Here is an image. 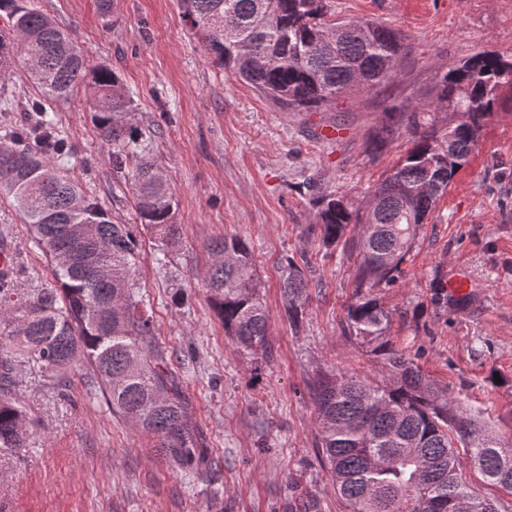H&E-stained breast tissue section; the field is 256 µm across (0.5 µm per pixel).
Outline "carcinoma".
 Returning a JSON list of instances; mask_svg holds the SVG:
<instances>
[{"instance_id": "1", "label": "carcinoma", "mask_w": 512, "mask_h": 512, "mask_svg": "<svg viewBox=\"0 0 512 512\" xmlns=\"http://www.w3.org/2000/svg\"><path fill=\"white\" fill-rule=\"evenodd\" d=\"M212 62L288 112H318L339 98L389 83L408 46L397 29L360 18H338L330 0H179ZM0 79L22 59L38 94L10 97L0 112L29 121L0 139V192L12 199L46 257L53 284L22 296L11 288L14 269L0 270V452L26 447L22 410L12 401L17 359L41 365L59 387L85 369L89 394L149 437L160 460L191 465L204 447L189 401L156 341L149 299L136 278L141 244L132 224H117L70 175L71 150L53 104L79 85L112 164L129 169L140 223L158 239L165 264L178 225L176 202L143 133L132 123L134 100L105 65L91 66L76 39L34 0H0ZM512 101V54L479 51L448 69L432 101L400 112L375 135L384 143L405 132L413 146L374 187L366 209L335 192L317 197L314 223L325 247L353 224L355 301L345 333L388 373L382 379L334 370L309 385L316 407L317 447L345 512H425L426 498L452 499L459 512H500L462 478L478 470L491 485L512 491V440L482 425L449 399L390 339L389 317L370 291L402 274L421 224L467 163L487 120ZM448 113L439 135L422 118L427 108ZM205 274L225 335L243 353L269 355V310L252 251L232 236L212 245ZM288 319L299 322L309 302L303 268L288 260L281 284ZM285 512H317L314 495L288 502Z\"/></svg>"}]
</instances>
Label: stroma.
<instances>
[{
	"label": "stroma",
	"instance_id": "obj_1",
	"mask_svg": "<svg viewBox=\"0 0 512 512\" xmlns=\"http://www.w3.org/2000/svg\"><path fill=\"white\" fill-rule=\"evenodd\" d=\"M72 30L90 64L121 78L133 123L151 134V156L178 207L180 240L165 265L139 226L138 280L156 335L182 378L204 458L160 462L149 441L99 400L80 376L67 389L41 369H16L28 448L0 454V512H284L310 492L322 512H344L316 448L315 374H380L344 332L356 257L324 249L308 231L318 195L354 207L410 147L408 136L374 144L391 107L413 111L439 73L483 51L512 53V0H331L338 16L399 29L410 51L391 83L337 100L327 112H287L212 64L178 0H36ZM79 87L56 103L73 174L122 224H137L131 193ZM343 137L321 138L324 126ZM17 254L13 286L46 287L49 270L11 199L0 195V237ZM237 236L250 246L270 312L271 357L238 352L208 300V246ZM302 263L310 303L299 323L281 298L287 260ZM389 333L450 398L512 438V109L493 118L468 163L425 224L392 285L373 288ZM219 471L220 484L210 483Z\"/></svg>",
	"mask_w": 512,
	"mask_h": 512
}]
</instances>
